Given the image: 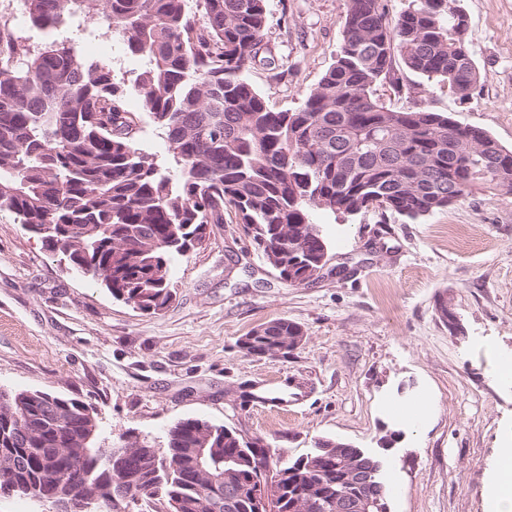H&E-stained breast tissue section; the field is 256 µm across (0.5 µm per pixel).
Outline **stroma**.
<instances>
[{
    "label": "stroma",
    "mask_w": 512,
    "mask_h": 512,
    "mask_svg": "<svg viewBox=\"0 0 512 512\" xmlns=\"http://www.w3.org/2000/svg\"><path fill=\"white\" fill-rule=\"evenodd\" d=\"M482 75L469 100L405 71L378 87L394 109L448 113L512 149V0H458ZM263 55L253 86L295 110L334 62L347 0H266ZM331 275L292 288L263 261L233 213L172 268L176 298L156 315L112 299L68 270L14 215L0 212V390H41L90 404L103 447L143 440L167 448L185 418L264 438L290 461L315 440L367 448L384 461L391 512H486L484 487L504 432L512 386L487 346L512 357V194L476 191L410 221L370 209L315 211ZM456 315L457 330L439 304ZM298 323L285 357H246L237 341L277 318ZM302 396L262 403L252 385ZM426 399L422 427L399 422Z\"/></svg>",
    "instance_id": "obj_1"
}]
</instances>
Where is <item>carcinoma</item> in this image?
Listing matches in <instances>:
<instances>
[{"label":"carcinoma","mask_w":512,"mask_h":512,"mask_svg":"<svg viewBox=\"0 0 512 512\" xmlns=\"http://www.w3.org/2000/svg\"><path fill=\"white\" fill-rule=\"evenodd\" d=\"M50 39L32 46L0 23V212L34 225L51 252L112 298L157 314L174 297L173 262L206 243L224 211L280 261L290 287L324 277L329 246L315 210L370 208L417 220L477 189L512 194V150L486 155L490 135L426 109H392L375 96L399 68L469 98L481 80L467 27L445 0H410L394 18L384 0H348L335 61L294 111L272 109L247 72L267 29L266 0H22ZM108 37L140 66L118 74L86 57ZM138 94L162 131L167 158L146 154L125 108ZM301 326L271 320L238 340L246 356H285ZM98 425L78 397L0 393V486L36 500L62 491L88 512H112L118 487L138 512H255L257 484L271 512H308L336 489L355 491L353 450L330 439L275 469L257 438L188 418L168 431L166 456L146 443L96 444ZM233 473L214 487L196 468ZM234 507H224V488Z\"/></svg>","instance_id":"cac0c4a2"}]
</instances>
